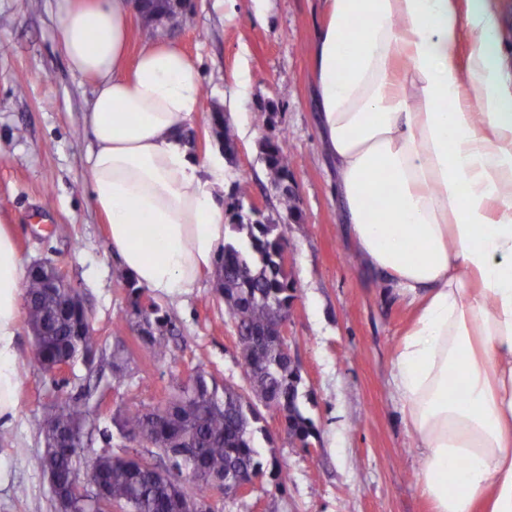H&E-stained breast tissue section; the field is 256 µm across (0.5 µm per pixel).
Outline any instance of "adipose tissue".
I'll list each match as a JSON object with an SVG mask.
<instances>
[{
    "label": "adipose tissue",
    "instance_id": "obj_1",
    "mask_svg": "<svg viewBox=\"0 0 512 512\" xmlns=\"http://www.w3.org/2000/svg\"><path fill=\"white\" fill-rule=\"evenodd\" d=\"M134 9L58 0L60 46L96 82L86 168L109 245L139 285L174 300L214 268L226 171L185 139L203 92L197 61L155 40L128 60ZM326 9L313 53L322 146L360 265L413 312L391 385L419 484L432 512H512V87L494 0ZM23 288L0 226V419L17 412Z\"/></svg>",
    "mask_w": 512,
    "mask_h": 512
}]
</instances>
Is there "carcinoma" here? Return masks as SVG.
Masks as SVG:
<instances>
[{
  "instance_id": "cac0c4a2",
  "label": "carcinoma",
  "mask_w": 512,
  "mask_h": 512,
  "mask_svg": "<svg viewBox=\"0 0 512 512\" xmlns=\"http://www.w3.org/2000/svg\"><path fill=\"white\" fill-rule=\"evenodd\" d=\"M266 167L274 173L293 172L295 160L282 148L262 153ZM246 233L251 251L239 243ZM286 248L278 224L269 219L244 221L237 214L229 225L227 239L218 255L217 292L224 298L225 311L236 324L241 346V366L249 389L224 386L206 377L203 368L180 382L167 402L152 410L131 403L112 418L114 430L101 434L107 448L96 454L91 477L73 492L74 483L85 467V448L95 420L89 407V391L82 388L55 403L50 419L43 422L44 449L37 458L39 470L50 486L72 498L76 512H103L106 500L126 512H178L179 501L188 497L186 482L199 484L210 472L224 474V495L241 480L270 474L278 477L281 466L276 457L264 461L254 446L256 434H266L259 426L262 416L257 404L277 405L285 411L288 437L305 445L314 436V425L298 404L301 375L297 366L280 349L277 337L270 335L278 321L288 314L296 287L281 254ZM134 316L144 313L149 330L140 338L154 357L170 354V340L176 326L169 314L155 302L149 308L141 303L144 288L131 277H124ZM78 294L62 279L50 287L45 277L28 274L24 308L34 337V360L49 373L59 361L76 357L79 347L96 351L99 338L85 325V315L71 305ZM112 375L123 376L129 353L117 344L110 355ZM128 441L143 443L135 456L112 453V432ZM56 432L70 436L67 445H52ZM176 443L191 449V466L173 462L167 477L158 475L156 459Z\"/></svg>"
}]
</instances>
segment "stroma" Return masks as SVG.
<instances>
[{
    "label": "stroma",
    "mask_w": 512,
    "mask_h": 512,
    "mask_svg": "<svg viewBox=\"0 0 512 512\" xmlns=\"http://www.w3.org/2000/svg\"><path fill=\"white\" fill-rule=\"evenodd\" d=\"M325 20V0H226L220 9L194 0L187 23L172 31L130 17L129 58L158 38L199 60L204 88L189 126L192 150L205 156L221 149L211 115L223 111L235 143L224 199L233 202L235 182L247 180L249 198L279 221L296 286L289 345L302 376L300 408L316 436L310 448L292 444L264 413L268 434L256 448L261 458H277L281 481L265 476L244 495L211 496L214 512H431L417 479L418 452L390 388L411 310L360 267L321 151L310 46ZM241 87L248 103L239 111L231 101ZM94 92V80L71 72L59 49L57 0H0V225L12 229L25 265L50 261L80 292L103 347L120 340L129 350L122 380L107 369L89 373L79 359L61 383L34 362L31 330L20 325L19 406L0 442V512H54L36 466L40 427L46 409L76 386L91 385V411L103 427L127 403L164 404L199 364L218 384L248 386L214 273L182 300L162 301L177 328L170 355L156 360L140 347L107 221L88 190ZM268 135L296 160L294 220L284 219L260 157Z\"/></svg>",
    "instance_id": "1"
}]
</instances>
